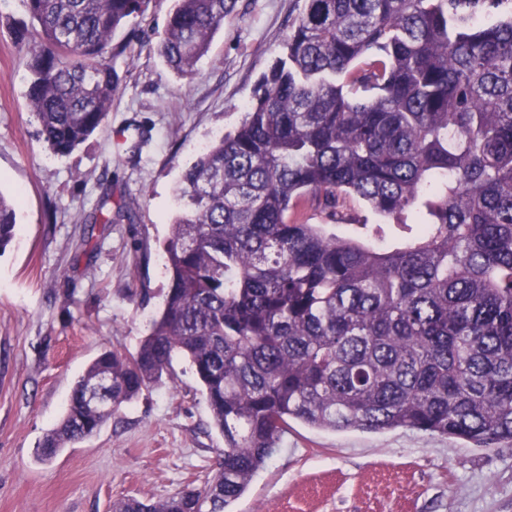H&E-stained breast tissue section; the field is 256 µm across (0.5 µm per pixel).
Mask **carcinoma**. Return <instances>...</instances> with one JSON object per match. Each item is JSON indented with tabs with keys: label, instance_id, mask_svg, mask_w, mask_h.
Segmentation results:
<instances>
[{
	"label": "carcinoma",
	"instance_id": "carcinoma-1",
	"mask_svg": "<svg viewBox=\"0 0 512 512\" xmlns=\"http://www.w3.org/2000/svg\"><path fill=\"white\" fill-rule=\"evenodd\" d=\"M26 96L56 155L97 132L109 47L151 0H21ZM157 53L191 75L237 0H173ZM170 286L136 353L103 351L39 445L97 433L183 356L224 436L221 470L112 512H226L288 420L512 440V0H303L232 133L177 187ZM413 231L394 249L289 218L346 199ZM17 231L0 193V253ZM112 379V408L87 402Z\"/></svg>",
	"mask_w": 512,
	"mask_h": 512
}]
</instances>
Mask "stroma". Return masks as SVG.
Listing matches in <instances>:
<instances>
[{
  "label": "stroma",
  "mask_w": 512,
  "mask_h": 512,
  "mask_svg": "<svg viewBox=\"0 0 512 512\" xmlns=\"http://www.w3.org/2000/svg\"><path fill=\"white\" fill-rule=\"evenodd\" d=\"M172 0L112 39L119 84L102 131L66 156L38 138L26 97L30 19L0 5V192L19 194V228L0 254V512H112L115 499L158 501L202 487L218 469L214 428L188 362L123 404L94 436L49 462L37 447L64 415L71 389L103 350L133 354L169 286L164 249L183 169L234 131L279 56L303 0H239L197 72L183 77L154 51ZM335 224L315 205L302 221L376 248L360 200ZM134 220H126L125 210ZM230 512H512V442L476 448L424 431H332L289 420L280 448Z\"/></svg>",
  "instance_id": "1"
}]
</instances>
